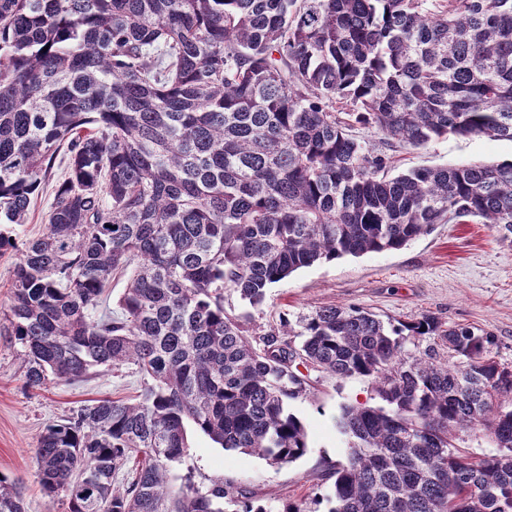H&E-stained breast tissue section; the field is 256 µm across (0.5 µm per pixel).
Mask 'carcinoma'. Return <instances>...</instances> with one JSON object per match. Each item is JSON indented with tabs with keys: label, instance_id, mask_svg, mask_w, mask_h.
<instances>
[{
	"label": "carcinoma",
	"instance_id": "carcinoma-1",
	"mask_svg": "<svg viewBox=\"0 0 512 512\" xmlns=\"http://www.w3.org/2000/svg\"><path fill=\"white\" fill-rule=\"evenodd\" d=\"M448 134L512 141V0H0V225L27 223L68 159L14 267L4 335L28 388L126 363L142 375L135 401L45 428L46 493L68 512H266L222 479L176 490L169 472L188 422L273 465L302 458L288 401L313 370L381 401L342 407L328 512H512V366L491 334L336 305L259 330L224 308L438 224L512 230V161L390 174L383 147ZM477 432L495 453L459 449ZM0 512H26L3 475ZM60 158L61 155L57 157L52 170L54 179L48 186H44V189L41 190L38 196H35L32 200L28 214V223L22 224V226H13V231L9 230L11 229V226H2V230L12 232L11 234L17 239L20 246L22 242L37 238L46 231L48 223L47 215L49 214L50 206L53 201V186L55 185V181L57 177L60 176L62 170Z\"/></svg>",
	"mask_w": 512,
	"mask_h": 512
}]
</instances>
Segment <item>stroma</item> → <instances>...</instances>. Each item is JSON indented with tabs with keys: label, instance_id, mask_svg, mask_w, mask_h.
Wrapping results in <instances>:
<instances>
[{
	"label": "stroma",
	"instance_id": "stroma-1",
	"mask_svg": "<svg viewBox=\"0 0 512 512\" xmlns=\"http://www.w3.org/2000/svg\"><path fill=\"white\" fill-rule=\"evenodd\" d=\"M396 171L412 167L462 165L512 160V142L450 135L420 149L392 154ZM329 305L367 308L383 321H409L424 313L476 327L495 336L498 361L512 365V233L486 224H440L406 246L358 257L345 256L303 268L271 288L266 304L251 308L236 295L225 298L233 314L249 316L254 326L278 324ZM25 365L10 337L0 335V474L22 490L27 512H68L63 496L47 497L36 460L44 428L85 402L131 399L140 376L126 364L83 381L49 379L38 389L24 386ZM309 394L289 401L288 409L307 427L305 456L272 465L255 456L227 451L194 425H187L189 457L174 467L171 482L193 480L202 486L221 478L254 493L267 512H282L291 501L309 512H327L332 485L323 478L347 453L336 420L343 406L379 405L367 381L311 372Z\"/></svg>",
	"mask_w": 512,
	"mask_h": 512
}]
</instances>
